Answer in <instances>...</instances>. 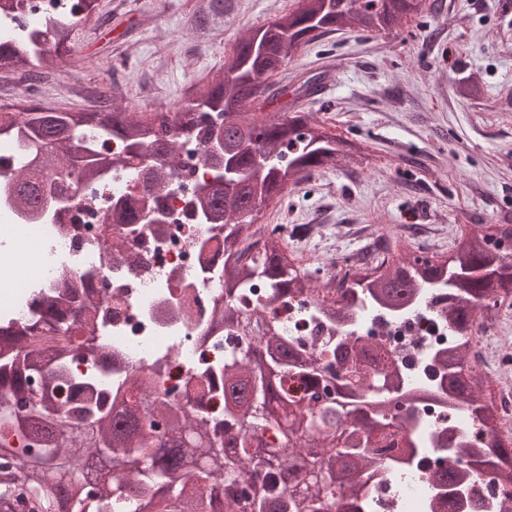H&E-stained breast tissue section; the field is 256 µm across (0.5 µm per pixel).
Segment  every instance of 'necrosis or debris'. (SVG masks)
Wrapping results in <instances>:
<instances>
[{"label": "necrosis or debris", "instance_id": "necrosis-or-debris-1", "mask_svg": "<svg viewBox=\"0 0 512 512\" xmlns=\"http://www.w3.org/2000/svg\"><path fill=\"white\" fill-rule=\"evenodd\" d=\"M176 152L181 167L165 193L166 221L115 224L111 207L134 195L144 158L131 159L113 172L111 181L82 189L63 209L51 207L30 217L9 197L12 175L25 155L16 145L0 146V310L24 323L32 316L36 294L60 287L62 274H91L96 305L88 313V326L112 353L116 385L158 371L166 386L184 392L224 357V334L211 329L214 308L224 300V227L183 218L187 198L209 180L211 165L195 141L179 140ZM449 303L447 289L438 288L400 311L357 306L350 322L336 326L313 320L309 298L271 304L279 323L300 337L310 353H319L325 343L359 336L391 354L399 390L428 391L411 406L409 422L425 433V451L406 458L400 450L406 435L395 431L393 444H379L373 473L363 476L373 512H504L512 507V482L493 471L468 472L452 486L432 479L454 458L452 448L437 442L442 430L457 438L474 439L480 433L468 407L441 401L437 380L427 371L438 352L458 342L448 326Z\"/></svg>", "mask_w": 512, "mask_h": 512}]
</instances>
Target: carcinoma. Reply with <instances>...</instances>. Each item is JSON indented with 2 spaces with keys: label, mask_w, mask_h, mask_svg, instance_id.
<instances>
[{
  "label": "carcinoma",
  "mask_w": 512,
  "mask_h": 512,
  "mask_svg": "<svg viewBox=\"0 0 512 512\" xmlns=\"http://www.w3.org/2000/svg\"><path fill=\"white\" fill-rule=\"evenodd\" d=\"M304 11L284 14L242 36L224 55L218 76L193 85L178 103L171 135L114 104L102 91L92 109L62 112L35 99L0 105V137L22 148L25 164L12 178L10 199L22 212L41 213L61 201L76 180L112 178L129 155L150 153L160 200L179 162L175 144L194 137L202 146L222 141L213 173L192 208L206 224L224 225V312L217 325L241 330L250 341L224 351V365L199 382L195 393L173 401L158 378L135 375L129 387L100 386L74 377L69 359L78 352L112 368V352L85 337L77 347L56 341L71 336L84 312L65 279L62 290L40 298V316L13 325L0 319V512H112L125 500L134 512H365L361 475L370 467L376 437L393 427L385 400L392 360L372 346L349 341L332 358L347 381L303 355L274 313L235 309L232 298L255 280L274 297H314L332 287L347 303L371 301L399 309L423 288L458 273V305L449 315L461 343L448 351L440 389L460 400L482 423L483 439L460 440L457 453L512 480V428H504L486 403V377L469 358L474 311L485 302L512 298V272L500 256L475 244L511 238L512 224H476L449 254L410 251L400 257L366 251L359 269L316 281L319 270L287 267L279 224H261L268 203L282 199L308 175L338 158L365 157L363 147L331 133V127L295 108L267 111L288 87L269 79L316 37L342 28L392 31L418 14L415 0H307ZM80 17L46 15L22 37L0 31V70L35 85L49 64L71 58L92 0H77ZM228 0H193L186 30L203 41L224 27ZM322 77L294 88L296 99L319 92ZM115 142L120 151L101 152ZM238 180L224 182V167ZM49 336L38 346L40 328Z\"/></svg>",
  "instance_id": "cac0c4a2"
}]
</instances>
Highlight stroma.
Wrapping results in <instances>:
<instances>
[{"mask_svg":"<svg viewBox=\"0 0 512 512\" xmlns=\"http://www.w3.org/2000/svg\"><path fill=\"white\" fill-rule=\"evenodd\" d=\"M192 0H101L107 21L87 27L77 67L53 68L44 104L86 105L120 83L138 112L170 109L216 76L239 38L291 0H232L224 29L200 43L183 29ZM322 76L304 101L314 119L369 145L305 178L264 211L292 238L323 225L324 259L357 256L399 236L448 253L474 224H512V0H425L420 17L390 34L334 31L307 43L279 80ZM476 78L479 98L457 94Z\"/></svg>","mask_w":512,"mask_h":512,"instance_id":"1","label":"stroma"}]
</instances>
